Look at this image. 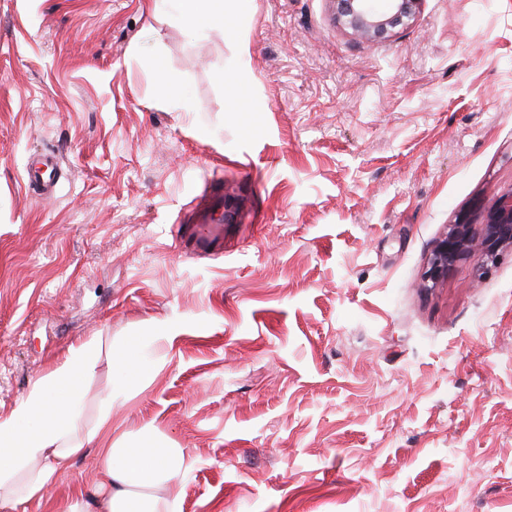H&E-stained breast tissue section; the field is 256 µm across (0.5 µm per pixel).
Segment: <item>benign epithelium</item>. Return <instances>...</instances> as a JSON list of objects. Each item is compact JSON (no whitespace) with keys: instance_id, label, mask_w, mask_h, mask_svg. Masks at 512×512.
Masks as SVG:
<instances>
[{"instance_id":"obj_1","label":"benign epithelium","mask_w":512,"mask_h":512,"mask_svg":"<svg viewBox=\"0 0 512 512\" xmlns=\"http://www.w3.org/2000/svg\"><path fill=\"white\" fill-rule=\"evenodd\" d=\"M336 23L353 35L369 41L384 40L409 25L421 10L424 0H387L388 9L376 10L373 0H330ZM479 222L462 214L448 225L435 243L422 275V287H436L460 261L479 255L493 265L501 252L512 250V190L491 204L475 207Z\"/></svg>"}]
</instances>
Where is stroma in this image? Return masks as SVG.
<instances>
[{"mask_svg": "<svg viewBox=\"0 0 512 512\" xmlns=\"http://www.w3.org/2000/svg\"><path fill=\"white\" fill-rule=\"evenodd\" d=\"M0 0V416L99 339L93 423L184 449L179 512H512V254L421 277L512 190V0L389 40L329 0ZM60 160L53 198L28 186ZM217 252L182 247L216 178ZM182 22L188 27L224 23L223 0H173ZM200 1H208L203 9ZM57 163L56 157L52 155H36L26 166V179L30 184L38 186L47 196H52L55 192L52 174ZM146 357L145 347L141 343L126 348L120 357V363L125 367L120 372L121 377L118 379L116 387H123L129 380L128 375L130 374H137L142 377L140 360L146 359Z\"/></svg>", "mask_w": 512, "mask_h": 512, "instance_id": "stroma-1", "label": "stroma"}]
</instances>
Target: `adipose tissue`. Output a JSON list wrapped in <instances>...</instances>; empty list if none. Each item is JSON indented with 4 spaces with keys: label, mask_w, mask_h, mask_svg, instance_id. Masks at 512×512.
I'll return each instance as SVG.
<instances>
[{
    "label": "adipose tissue",
    "mask_w": 512,
    "mask_h": 512,
    "mask_svg": "<svg viewBox=\"0 0 512 512\" xmlns=\"http://www.w3.org/2000/svg\"><path fill=\"white\" fill-rule=\"evenodd\" d=\"M96 356V339L70 346L11 414L0 417V512H16L33 499L50 502V512H177L182 449L119 444L106 416L85 428L82 387ZM90 444L98 483L75 496H53L56 476Z\"/></svg>",
    "instance_id": "obj_1"
}]
</instances>
